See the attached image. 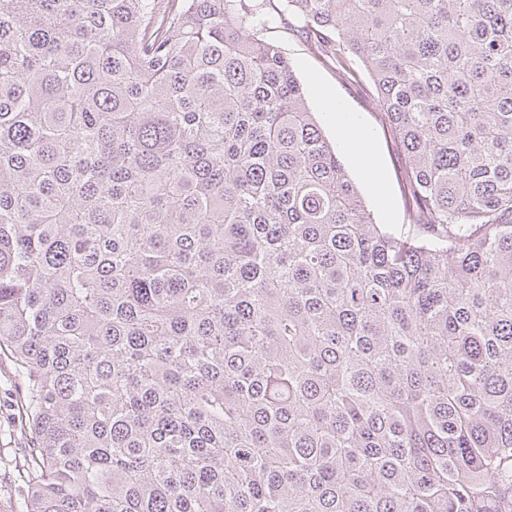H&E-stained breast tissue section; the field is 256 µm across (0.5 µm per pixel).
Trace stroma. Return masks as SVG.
<instances>
[{"instance_id": "35a3bbf8", "label": "stroma", "mask_w": 512, "mask_h": 512, "mask_svg": "<svg viewBox=\"0 0 512 512\" xmlns=\"http://www.w3.org/2000/svg\"><path fill=\"white\" fill-rule=\"evenodd\" d=\"M293 65L304 86L311 109L335 144L346 168L356 183L377 223H406V203L400 175L399 150L381 118V108L373 96L369 81L354 82L339 73L325 58L319 45L307 38L300 27L287 28L269 23L264 33ZM357 120L365 134L377 165L375 176L362 173L347 150L337 113ZM20 394V384L8 357L0 354V454L21 453L25 443L13 426V415Z\"/></svg>"}]
</instances>
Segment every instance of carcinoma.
<instances>
[{
  "label": "carcinoma",
  "mask_w": 512,
  "mask_h": 512,
  "mask_svg": "<svg viewBox=\"0 0 512 512\" xmlns=\"http://www.w3.org/2000/svg\"><path fill=\"white\" fill-rule=\"evenodd\" d=\"M283 10L407 228L247 0H0L11 512H512V0ZM295 25V27H294ZM294 25L284 27L278 22H269L264 37L274 42L283 55L294 66L300 83L304 86L311 109L317 113L321 126L336 144L342 161L363 196L378 224H408L406 203L400 175L399 149L389 136L382 121V110L373 96L367 77L362 82H353L339 73L330 64L319 45L307 38L294 21ZM324 93L328 100H323ZM336 111L359 123L364 134L350 130L346 146L356 158L360 167L370 176L362 173L352 155L346 149L339 127L336 124ZM373 153V154H372ZM374 155V156H373ZM375 158V159H374ZM377 172L375 177L376 165Z\"/></svg>",
  "instance_id": "1"
}]
</instances>
